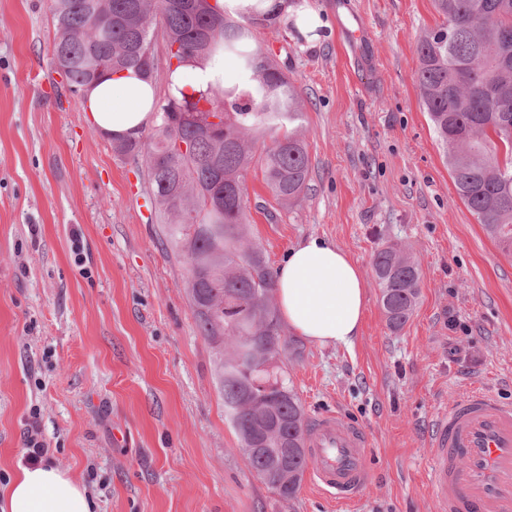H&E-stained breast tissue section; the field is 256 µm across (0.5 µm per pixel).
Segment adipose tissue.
<instances>
[{
  "label": "adipose tissue",
  "mask_w": 512,
  "mask_h": 512,
  "mask_svg": "<svg viewBox=\"0 0 512 512\" xmlns=\"http://www.w3.org/2000/svg\"><path fill=\"white\" fill-rule=\"evenodd\" d=\"M228 59L186 65L170 77L171 94L223 86ZM153 81L134 69L102 76L84 92L90 125L115 140L138 137L156 121ZM278 316L296 335L321 347H352L367 309L360 265L334 242L311 236L293 246L275 272ZM85 489L52 465L19 466L0 489V512H94Z\"/></svg>",
  "instance_id": "1"
}]
</instances>
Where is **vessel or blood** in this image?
Wrapping results in <instances>:
<instances>
[{
	"label": "vessel or blood",
	"mask_w": 512,
	"mask_h": 512,
	"mask_svg": "<svg viewBox=\"0 0 512 512\" xmlns=\"http://www.w3.org/2000/svg\"><path fill=\"white\" fill-rule=\"evenodd\" d=\"M428 439L439 512H512V402L472 392L439 412ZM305 445L315 487L354 506L367 474L366 430L327 412L310 424Z\"/></svg>",
	"instance_id": "obj_1"
}]
</instances>
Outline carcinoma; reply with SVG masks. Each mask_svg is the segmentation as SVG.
<instances>
[{"mask_svg":"<svg viewBox=\"0 0 512 512\" xmlns=\"http://www.w3.org/2000/svg\"><path fill=\"white\" fill-rule=\"evenodd\" d=\"M445 21L416 45L421 103L445 149L454 186L499 247L512 251V0H435ZM280 14L249 18L278 31ZM53 58L69 87L136 68L155 72L153 24L161 22L169 72L203 64L224 45L251 73L245 85L210 87L158 101L159 121L148 133L149 203L166 226L167 242L188 265L186 288L200 335L215 349L224 408L250 470L280 498H294L307 466L305 413L288 379L261 369L255 340L279 356L295 350L283 336L274 299V270L248 236L244 179L260 165L282 205L308 186L305 135L287 126L300 120V100L288 75L249 30L207 0H53ZM170 107L212 112L210 131L164 124ZM185 144L180 149L178 144ZM373 270L387 325L398 332L419 295L420 269L396 245L374 254ZM256 394L255 410L240 408Z\"/></svg>","mask_w":512,"mask_h":512,"instance_id":"obj_1","label":"carcinoma"}]
</instances>
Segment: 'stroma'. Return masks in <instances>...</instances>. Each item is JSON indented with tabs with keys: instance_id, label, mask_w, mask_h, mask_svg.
I'll list each match as a JSON object with an SVG mask.
<instances>
[{
	"instance_id": "obj_1",
	"label": "stroma",
	"mask_w": 512,
	"mask_h": 512,
	"mask_svg": "<svg viewBox=\"0 0 512 512\" xmlns=\"http://www.w3.org/2000/svg\"><path fill=\"white\" fill-rule=\"evenodd\" d=\"M311 2L319 40L251 31L302 101L311 170L283 206L249 168L250 237L273 266L311 236L359 262L354 346L302 341L281 362L306 419L338 411L368 432L355 512H437L432 416L476 386L512 402V255L458 195L420 103L416 45L444 21L434 0ZM349 29L364 35L349 42ZM54 37L51 0H0V484L26 462L35 409L51 464L96 512H331L311 478L285 501L250 472L146 163L88 123ZM392 243L421 268L397 333L372 268Z\"/></svg>"
}]
</instances>
